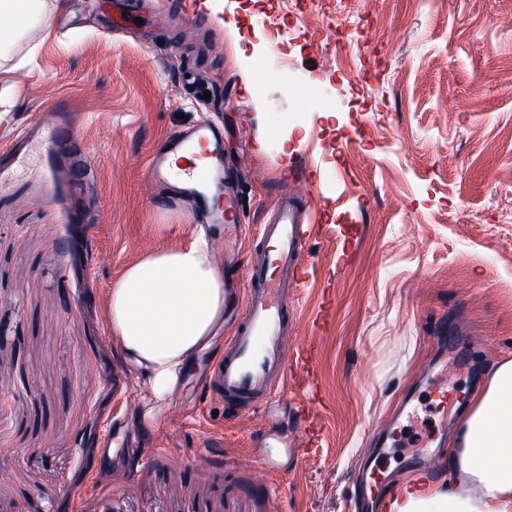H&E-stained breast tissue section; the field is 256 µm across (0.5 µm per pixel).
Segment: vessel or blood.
Listing matches in <instances>:
<instances>
[{
  "label": "vessel or blood",
  "instance_id": "vessel-or-blood-1",
  "mask_svg": "<svg viewBox=\"0 0 512 512\" xmlns=\"http://www.w3.org/2000/svg\"><path fill=\"white\" fill-rule=\"evenodd\" d=\"M221 129L198 123L166 139L153 150L148 161V177H170L181 166V190L201 194L203 187L219 182L224 174ZM204 149L208 162L197 166V149ZM315 233V225L293 194H282L267 224L261 228L265 241L274 243L271 257L255 264L248 274L245 292H238L232 278H225L228 299L244 296L245 306L226 347L224 358L213 370V388L224 398L245 408L279 401L288 388L292 369L314 352L312 337L296 335L291 315L295 300L289 288L302 287L309 274L305 249Z\"/></svg>",
  "mask_w": 512,
  "mask_h": 512
}]
</instances>
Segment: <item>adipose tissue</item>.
<instances>
[{
	"instance_id": "1",
	"label": "adipose tissue",
	"mask_w": 512,
	"mask_h": 512,
	"mask_svg": "<svg viewBox=\"0 0 512 512\" xmlns=\"http://www.w3.org/2000/svg\"><path fill=\"white\" fill-rule=\"evenodd\" d=\"M105 320L155 399H165L224 320V276L204 233L128 265L108 292ZM446 468L443 481L397 480L384 512H512V359L494 368L457 416Z\"/></svg>"
}]
</instances>
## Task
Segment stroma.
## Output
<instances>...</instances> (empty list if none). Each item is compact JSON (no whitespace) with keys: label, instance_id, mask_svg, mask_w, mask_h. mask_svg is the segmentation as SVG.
Here are the masks:
<instances>
[{"label":"stroma","instance_id":"35a3bbf8","mask_svg":"<svg viewBox=\"0 0 512 512\" xmlns=\"http://www.w3.org/2000/svg\"><path fill=\"white\" fill-rule=\"evenodd\" d=\"M112 2L43 0L0 60V512H372V472L443 455L512 358V0H125L120 32ZM206 118L242 198L210 227L223 270L263 254L280 190L321 219L318 435L272 474L262 411L207 394L236 318L158 422L104 319L126 265L193 239L202 204L146 163Z\"/></svg>","mask_w":512,"mask_h":512}]
</instances>
